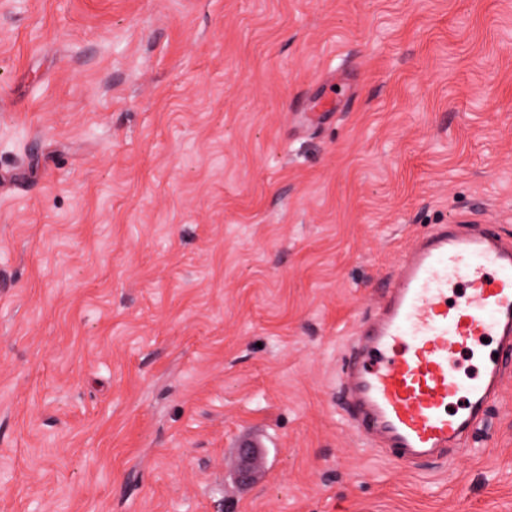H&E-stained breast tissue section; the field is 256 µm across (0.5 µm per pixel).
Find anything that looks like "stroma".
Masks as SVG:
<instances>
[{
  "mask_svg": "<svg viewBox=\"0 0 512 512\" xmlns=\"http://www.w3.org/2000/svg\"><path fill=\"white\" fill-rule=\"evenodd\" d=\"M465 218L512 241V0H0V512H512V367L413 467L336 402Z\"/></svg>",
  "mask_w": 512,
  "mask_h": 512,
  "instance_id": "obj_1",
  "label": "stroma"
}]
</instances>
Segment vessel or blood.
<instances>
[{
	"label": "vessel or blood",
	"instance_id": "b4317fda",
	"mask_svg": "<svg viewBox=\"0 0 512 512\" xmlns=\"http://www.w3.org/2000/svg\"><path fill=\"white\" fill-rule=\"evenodd\" d=\"M337 383L351 428L403 465L458 448L512 364V243L487 224H437L403 255ZM492 352H479L484 340ZM479 356L461 378L457 357Z\"/></svg>",
	"mask_w": 512,
	"mask_h": 512
}]
</instances>
